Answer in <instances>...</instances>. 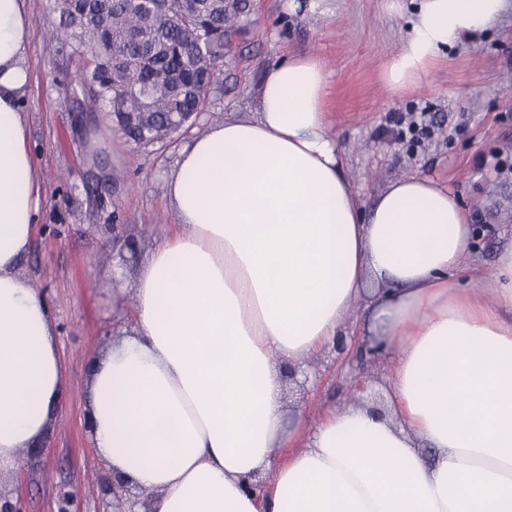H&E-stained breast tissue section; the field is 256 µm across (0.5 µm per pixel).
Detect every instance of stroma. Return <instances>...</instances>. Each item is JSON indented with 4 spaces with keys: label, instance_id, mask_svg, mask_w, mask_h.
<instances>
[{
    "label": "stroma",
    "instance_id": "35a3bbf8",
    "mask_svg": "<svg viewBox=\"0 0 512 512\" xmlns=\"http://www.w3.org/2000/svg\"><path fill=\"white\" fill-rule=\"evenodd\" d=\"M52 0H26L34 23L23 110L41 190L36 240L19 273L47 301L63 361L60 412L45 432L39 464L0 472V494L23 512H110L100 475L110 470L85 427L88 366L111 350L135 317V282L149 253L178 224L166 178L192 136L229 119L257 116L266 69L312 53L328 73L325 112L345 150V175L364 206L394 180L422 175L457 195L475 230V259L491 270L512 248V5L499 21L461 38L403 90L384 72L405 44L419 0H247L224 60V86L189 132L145 147L128 144L101 115L76 124L65 90L81 73L68 49L48 38L58 25ZM429 131L406 133L407 113ZM106 161L103 206L91 213L85 189L92 156ZM390 366L314 355L316 383L286 396L308 425L351 403L355 380L377 389Z\"/></svg>",
    "mask_w": 512,
    "mask_h": 512
}]
</instances>
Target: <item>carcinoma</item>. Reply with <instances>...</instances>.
<instances>
[{
  "label": "carcinoma",
  "instance_id": "1",
  "mask_svg": "<svg viewBox=\"0 0 512 512\" xmlns=\"http://www.w3.org/2000/svg\"><path fill=\"white\" fill-rule=\"evenodd\" d=\"M245 0H158L150 14L137 0H53L62 40L82 71L70 89L76 109L102 112L136 147L188 128L220 88L228 34Z\"/></svg>",
  "mask_w": 512,
  "mask_h": 512
}]
</instances>
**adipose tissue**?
<instances>
[{
    "label": "adipose tissue",
    "mask_w": 512,
    "mask_h": 512,
    "mask_svg": "<svg viewBox=\"0 0 512 512\" xmlns=\"http://www.w3.org/2000/svg\"><path fill=\"white\" fill-rule=\"evenodd\" d=\"M506 7L422 0L387 84L408 87ZM32 34L24 0H0V469L42 438L61 389L50 311L18 273L40 201L19 108ZM327 79L312 54L276 63L255 119L183 149L167 182L179 222L94 364L96 450L154 512H512V249L463 288L474 231L446 185L403 177L363 207ZM364 296L395 354L382 412L288 421L280 365L333 345Z\"/></svg>",
    "instance_id": "1"
}]
</instances>
